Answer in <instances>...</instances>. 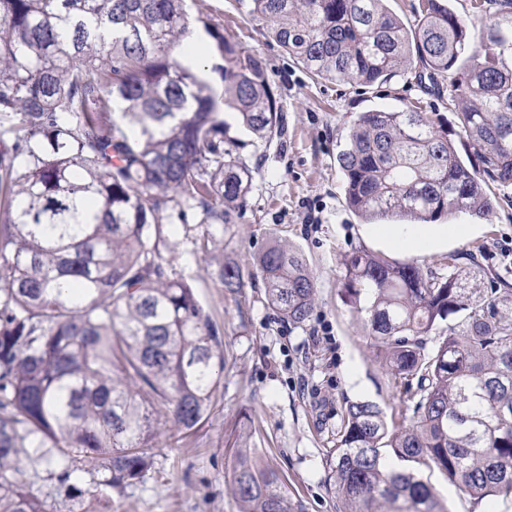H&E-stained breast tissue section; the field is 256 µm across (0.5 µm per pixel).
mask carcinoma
<instances>
[{"instance_id": "carcinoma-1", "label": "carcinoma", "mask_w": 512, "mask_h": 512, "mask_svg": "<svg viewBox=\"0 0 512 512\" xmlns=\"http://www.w3.org/2000/svg\"><path fill=\"white\" fill-rule=\"evenodd\" d=\"M385 2L251 0V14L316 81L411 73L439 93L448 82L461 105L455 140L415 105L360 113L337 156L350 210L486 220L489 184L512 186V0H472L495 6L476 35L441 0H421L414 29ZM200 28L224 59L220 94L194 65ZM228 110L261 141L283 129L264 60L187 0H0V136L12 139L0 148V512H47L19 483L22 453L58 495L107 508L152 467L166 427L189 436L215 406L222 339L171 272L162 213L241 214L255 166L225 137ZM342 266L405 399L398 422L346 402L329 454L336 512H440L426 471L477 501L512 500V284L456 253L423 269L362 249ZM257 268L268 304L306 323L317 283L302 252L271 244ZM218 278L232 291L241 271L226 263ZM232 488L241 512H297L246 446Z\"/></svg>"}]
</instances>
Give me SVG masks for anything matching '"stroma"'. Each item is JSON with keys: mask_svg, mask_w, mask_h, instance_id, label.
<instances>
[{"mask_svg": "<svg viewBox=\"0 0 512 512\" xmlns=\"http://www.w3.org/2000/svg\"><path fill=\"white\" fill-rule=\"evenodd\" d=\"M191 14L208 15L225 37L268 67L282 106L284 132L271 144L251 142L235 113L226 112V136L257 162L241 218L204 224L196 210L167 214L176 229V274L195 279L199 298L219 327L224 347L222 393L208 418L189 437L163 435L154 464L140 482L113 495L111 512H239L230 484L236 442L247 438L261 463L276 468L302 512H335L328 455L336 442L346 401L378 403L397 415L401 395L376 361L344 290L342 259L357 249L397 261L406 256L370 235L345 204L337 162L359 113L401 110L418 104L452 122L455 108L396 77L377 89L313 80L273 40L266 23L249 13V0H187ZM467 225L464 240L436 244L416 257L428 267L453 252L480 248L483 264L512 272V197H498L490 220L451 216ZM209 238L207 269L194 257ZM299 249L317 277V305L304 325L280 318L267 304L256 274V255L270 242ZM239 266L243 286L225 291L216 272ZM20 479L49 512H96L85 496L62 500L52 483L22 463ZM445 512H512L497 497L475 501L440 475L430 478Z\"/></svg>", "mask_w": 512, "mask_h": 512, "instance_id": "1", "label": "stroma"}]
</instances>
